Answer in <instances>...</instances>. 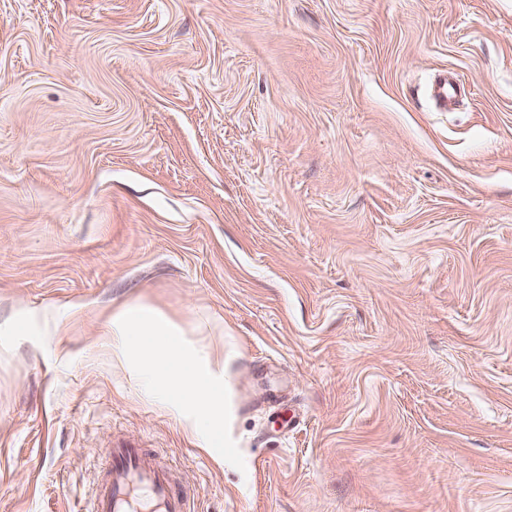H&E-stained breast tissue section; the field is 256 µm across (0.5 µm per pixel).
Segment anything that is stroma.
Masks as SVG:
<instances>
[{"instance_id": "35a3bbf8", "label": "stroma", "mask_w": 512, "mask_h": 512, "mask_svg": "<svg viewBox=\"0 0 512 512\" xmlns=\"http://www.w3.org/2000/svg\"><path fill=\"white\" fill-rule=\"evenodd\" d=\"M139 294L224 328L223 465L112 364ZM121 441L195 512H512V0H0V512ZM434 91L436 98L447 105L465 91V86L458 76H442L436 80Z\"/></svg>"}]
</instances>
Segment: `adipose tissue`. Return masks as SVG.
<instances>
[{"label": "adipose tissue", "instance_id": "obj_1", "mask_svg": "<svg viewBox=\"0 0 512 512\" xmlns=\"http://www.w3.org/2000/svg\"><path fill=\"white\" fill-rule=\"evenodd\" d=\"M112 360L147 398L159 402L196 446L223 463L234 447V408L227 394L224 358L195 342L196 327L133 296L112 307L104 322Z\"/></svg>", "mask_w": 512, "mask_h": 512}]
</instances>
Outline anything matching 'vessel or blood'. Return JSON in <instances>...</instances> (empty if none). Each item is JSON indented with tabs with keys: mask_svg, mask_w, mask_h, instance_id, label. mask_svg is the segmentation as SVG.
<instances>
[{
	"mask_svg": "<svg viewBox=\"0 0 512 512\" xmlns=\"http://www.w3.org/2000/svg\"><path fill=\"white\" fill-rule=\"evenodd\" d=\"M455 76L435 82V96L445 104L464 92ZM191 495L170 469L146 449L118 443L109 453L108 467L97 485L91 512H192Z\"/></svg>",
	"mask_w": 512,
	"mask_h": 512,
	"instance_id": "vessel-or-blood-1",
	"label": "vessel or blood"
}]
</instances>
